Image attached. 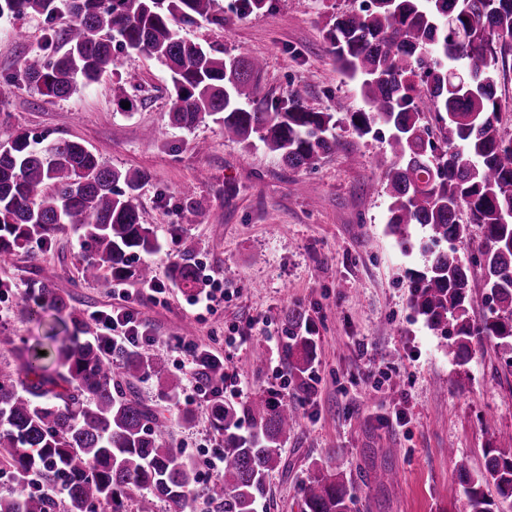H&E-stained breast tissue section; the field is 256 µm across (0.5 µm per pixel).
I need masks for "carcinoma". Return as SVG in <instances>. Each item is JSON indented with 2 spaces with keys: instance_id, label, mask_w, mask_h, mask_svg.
I'll return each instance as SVG.
<instances>
[{
  "instance_id": "obj_1",
  "label": "carcinoma",
  "mask_w": 512,
  "mask_h": 512,
  "mask_svg": "<svg viewBox=\"0 0 512 512\" xmlns=\"http://www.w3.org/2000/svg\"><path fill=\"white\" fill-rule=\"evenodd\" d=\"M213 2L0 0V16L41 15L51 24L49 40L67 45L53 59L36 52L20 66L21 80L45 96L70 97L114 65L113 50L137 51L170 72L172 126L191 129L210 119L224 126L227 139L258 137L289 168H315L336 150L335 113L305 107L296 92L259 99L261 59L220 58L177 33L178 22H221ZM327 26L330 53L369 106L350 113V125L360 136L378 122L389 131V233L404 241L413 224L427 232V263L409 277L412 306L430 327L454 337L448 348L460 362L474 336L512 351V138L502 135L496 96L499 63L512 53V0H369ZM429 115L438 123L436 137ZM146 179L145 172L113 168L78 141L12 136L0 144V254H9L8 263L17 250L70 229L87 253L86 279L152 280L150 264L134 266L160 248L140 221L136 192ZM463 210L481 228L476 264L493 285L490 316L479 323L467 307L471 264L458 256L468 235ZM170 277L187 292L200 286L188 262L173 263ZM32 300L24 313L52 311L56 326L46 336L50 344L27 349L19 367L0 366V464L12 468L17 486L0 497V512H124L132 491L164 501L168 512H188L199 484L195 467L174 447L166 420L126 392L112 367L120 366L128 382L154 378L170 392L177 378L148 351L89 334L58 289L42 285ZM284 321L289 380L307 391L315 348L305 313L289 308ZM197 366L203 381L224 376V361L208 352L199 353ZM241 413L254 431L241 432ZM211 415L224 436L225 462L203 495L224 512H258L269 475L283 465L282 444L297 426V410L261 392L239 410L217 401ZM509 448L486 449L476 473L460 465L465 512L512 509V442ZM36 481L62 488L61 498L30 491ZM299 494L302 512H354L340 473L318 472Z\"/></svg>"
}]
</instances>
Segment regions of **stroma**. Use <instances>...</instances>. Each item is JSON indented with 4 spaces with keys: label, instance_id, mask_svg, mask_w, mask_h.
<instances>
[{
    "label": "stroma",
    "instance_id": "1",
    "mask_svg": "<svg viewBox=\"0 0 512 512\" xmlns=\"http://www.w3.org/2000/svg\"><path fill=\"white\" fill-rule=\"evenodd\" d=\"M355 0H272L269 9L242 17L229 0H215L223 25L200 20L178 25L184 38L230 55L262 58L261 96L299 92L313 110L335 113L337 146L316 169H291L261 142L225 139L222 126H170L167 68L144 55L116 51V74L66 99L42 95L15 78L34 52H64L49 41L44 17L0 19V142L19 132L82 142L113 168L148 175L139 189L142 223L161 245L150 255L163 302L129 278L83 279L76 234L65 232L19 250L0 266V362L17 365L25 348L44 341L52 314L28 319L21 308L32 288L49 284L69 295L92 333L103 327L94 312L126 306L149 329V348L165 359L181 385L163 393L140 383L137 393L168 420L173 442L196 469L223 436L212 425L211 404L194 390L177 344L194 341L224 359L245 395L281 390L297 408L298 425L283 444L285 468L269 478L265 512H301L299 485L316 465L342 473L357 512H463L454 491L457 466L478 471L483 451L512 434V354L495 339H471V357L458 363L445 338L411 307L409 274L423 270L420 227L409 248L386 232L390 199L383 177L391 163L386 134L358 136L348 115L365 103L339 70L325 40L331 14ZM25 41H14L15 26ZM137 111H118L117 75ZM193 187V200L182 191ZM188 261L203 287L223 289L213 312L197 314L192 297L172 283L169 267ZM233 279H225V270ZM308 317L316 356L312 394L283 388L286 308ZM403 411L407 423L386 420ZM397 474L378 484L383 467Z\"/></svg>",
    "mask_w": 512,
    "mask_h": 512
}]
</instances>
